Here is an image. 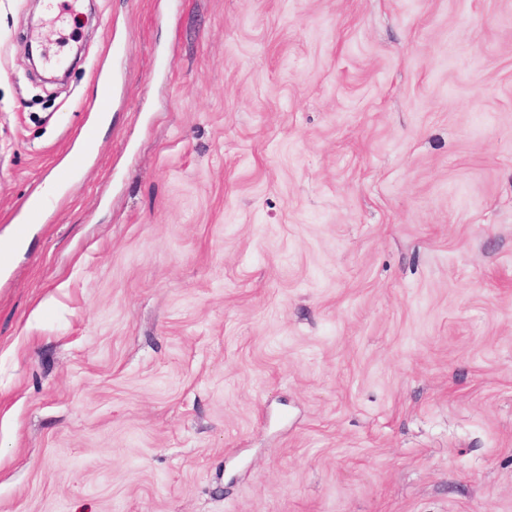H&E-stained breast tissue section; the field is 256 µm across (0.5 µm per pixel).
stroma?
Wrapping results in <instances>:
<instances>
[{"mask_svg": "<svg viewBox=\"0 0 512 512\" xmlns=\"http://www.w3.org/2000/svg\"><path fill=\"white\" fill-rule=\"evenodd\" d=\"M43 2L0 0V512H512V0Z\"/></svg>", "mask_w": 512, "mask_h": 512, "instance_id": "stroma-1", "label": "stroma"}]
</instances>
